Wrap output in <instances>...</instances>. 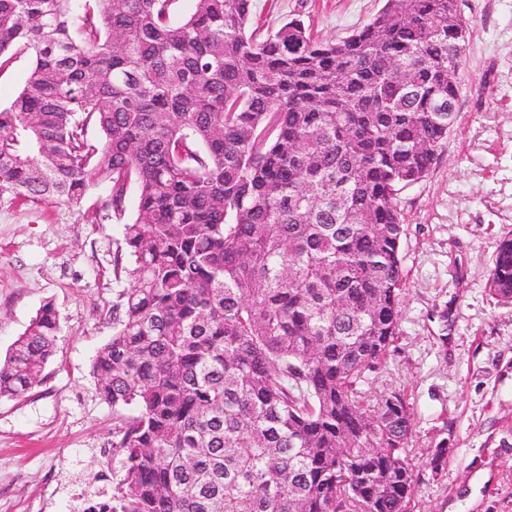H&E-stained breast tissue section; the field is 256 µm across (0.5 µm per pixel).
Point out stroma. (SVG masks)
I'll return each instance as SVG.
<instances>
[{"mask_svg": "<svg viewBox=\"0 0 512 512\" xmlns=\"http://www.w3.org/2000/svg\"><path fill=\"white\" fill-rule=\"evenodd\" d=\"M384 0H254L260 33L297 19L340 40ZM471 21L457 123L432 171L404 189L401 335L363 387L366 405L404 394L416 428L411 512H512V303L486 271L512 231V0H459ZM80 206L0 197V357L53 302L60 338L43 380L0 399V512H73L100 490L93 474L112 445V409L91 363L112 335L119 224ZM449 450L442 466L430 460Z\"/></svg>", "mask_w": 512, "mask_h": 512, "instance_id": "stroma-1", "label": "stroma"}]
</instances>
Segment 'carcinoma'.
<instances>
[{"label": "carcinoma", "instance_id": "cac0c4a2", "mask_svg": "<svg viewBox=\"0 0 512 512\" xmlns=\"http://www.w3.org/2000/svg\"><path fill=\"white\" fill-rule=\"evenodd\" d=\"M180 2L0 0V69L34 56L0 108V195L105 183L121 223L129 287L91 363L119 470L80 512H408L410 407L361 389L400 334L399 192L457 121L436 103L461 92L458 4L385 0L335 42L258 34L252 0ZM487 285L512 302V234ZM58 333L48 302L0 398L40 383Z\"/></svg>", "mask_w": 512, "mask_h": 512}]
</instances>
